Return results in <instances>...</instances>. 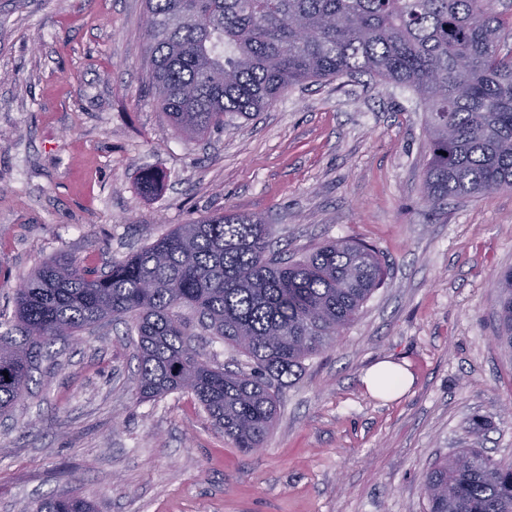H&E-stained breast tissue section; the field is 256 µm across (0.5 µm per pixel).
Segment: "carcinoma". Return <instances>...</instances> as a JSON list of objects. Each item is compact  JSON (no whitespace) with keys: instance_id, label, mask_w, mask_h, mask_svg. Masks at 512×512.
I'll list each match as a JSON object with an SVG mask.
<instances>
[{"instance_id":"obj_1","label":"carcinoma","mask_w":512,"mask_h":512,"mask_svg":"<svg viewBox=\"0 0 512 512\" xmlns=\"http://www.w3.org/2000/svg\"><path fill=\"white\" fill-rule=\"evenodd\" d=\"M506 26L494 0H147L148 87L191 141L308 82L367 75L410 86L426 109L423 197L438 213L450 198L512 190ZM383 283L379 253L360 241H327L289 260L263 218L231 212L178 224L106 272L55 258L16 289L0 334V411L21 401L55 340L129 318L137 393H190L235 447L255 451L275 423L274 385L325 352ZM496 288L497 338L512 347V269ZM182 308L251 371L204 361ZM423 491L429 512H512V465L462 448L433 465ZM32 512L94 507L71 495Z\"/></svg>"}]
</instances>
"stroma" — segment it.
Wrapping results in <instances>:
<instances>
[{
    "label": "stroma",
    "instance_id": "obj_1",
    "mask_svg": "<svg viewBox=\"0 0 512 512\" xmlns=\"http://www.w3.org/2000/svg\"><path fill=\"white\" fill-rule=\"evenodd\" d=\"M144 0H0V315L67 254L99 269L177 224L257 215L288 257L351 237L384 284L279 389L244 453L191 394L139 399L130 322L53 346L0 414V512L77 494L97 512H427L436 461L481 448L512 464V348L497 338L512 268V190L435 214L421 192L424 106L410 87L322 80L188 143L145 79ZM159 173L154 194L142 172ZM408 369L369 394L376 362ZM391 382V392H403L408 388L413 378L410 373L400 365L383 360L370 368L362 379L369 393L378 396L383 391L385 382Z\"/></svg>",
    "mask_w": 512,
    "mask_h": 512
}]
</instances>
